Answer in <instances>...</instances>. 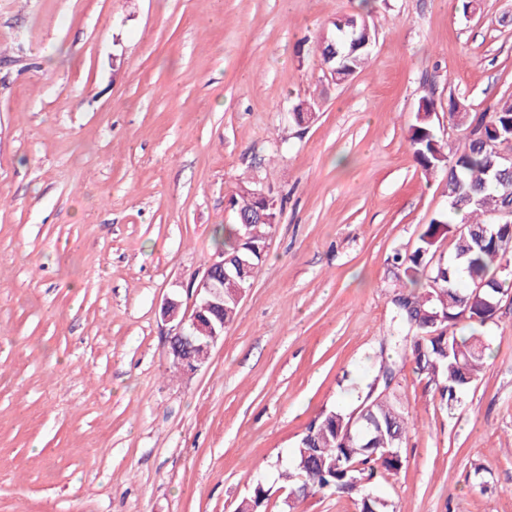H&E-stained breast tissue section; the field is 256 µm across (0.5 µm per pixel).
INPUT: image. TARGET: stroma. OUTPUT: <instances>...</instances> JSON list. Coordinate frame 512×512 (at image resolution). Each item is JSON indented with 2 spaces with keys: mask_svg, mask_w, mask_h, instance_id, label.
<instances>
[{
  "mask_svg": "<svg viewBox=\"0 0 512 512\" xmlns=\"http://www.w3.org/2000/svg\"><path fill=\"white\" fill-rule=\"evenodd\" d=\"M365 16L345 82L318 37ZM512 96V0H0V512H235L381 361L407 415L393 512H512V292L478 379L446 409L389 346L394 253L446 212L409 149ZM319 108L297 125L302 100ZM272 190L266 259L208 362L173 370L165 298Z\"/></svg>",
  "mask_w": 512,
  "mask_h": 512,
  "instance_id": "35a3bbf8",
  "label": "stroma"
}]
</instances>
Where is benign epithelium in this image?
Instances as JSON below:
<instances>
[{"mask_svg":"<svg viewBox=\"0 0 512 512\" xmlns=\"http://www.w3.org/2000/svg\"><path fill=\"white\" fill-rule=\"evenodd\" d=\"M224 252L214 253L201 274L187 286L192 304L182 307L175 298L165 299L163 321L169 324V357L185 373L193 374L207 361L212 348L224 339V280L228 272Z\"/></svg>","mask_w":512,"mask_h":512,"instance_id":"7a95c632","label":"benign epithelium"}]
</instances>
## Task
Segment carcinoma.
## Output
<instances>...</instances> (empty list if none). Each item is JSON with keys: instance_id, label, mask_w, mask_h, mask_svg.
Listing matches in <instances>:
<instances>
[{"instance_id": "1", "label": "carcinoma", "mask_w": 512, "mask_h": 512, "mask_svg": "<svg viewBox=\"0 0 512 512\" xmlns=\"http://www.w3.org/2000/svg\"><path fill=\"white\" fill-rule=\"evenodd\" d=\"M359 15L336 19L332 29L320 37L319 45H336L339 56L329 63L336 69V81L354 75L367 60L371 47L349 53L350 42L359 36L352 23H361ZM435 102L422 100L410 126L409 147L416 164L427 176L447 174L448 213L465 212L467 220L455 224L447 213L433 218L418 237L410 254L392 257L395 278L403 289L395 295V346L411 341L409 354L416 369L440 385L441 400L448 408L458 402V394L468 387L465 379L475 381L485 364L489 346L474 334L448 332L459 322L469 320L480 326L491 320L497 310L503 287L512 283L504 273L505 263H512V219L505 217L491 223L493 213L512 209V177L502 181L494 177L493 164L502 157H512V97L500 99L489 112H459L448 101V116L466 131L462 146L454 148L438 139L431 120ZM255 183L240 182L229 199L234 212H248L256 205L252 198ZM271 224H220L214 231L215 249L224 251L231 261L238 257L258 266L266 258V236ZM451 238L453 254L446 261H433L439 243ZM498 277L496 286L473 296L475 283ZM372 406L357 437L349 441L343 435L348 413L334 408L320 414L306 427L293 449L288 467L279 478L291 484L304 476L305 488L297 498L317 492L358 495L351 477L376 484L386 475H396L403 468L400 448L408 431L404 411L389 395L361 397ZM354 455L360 469L345 471L342 461ZM268 489L261 482L239 506L242 512H266Z\"/></svg>"}]
</instances>
